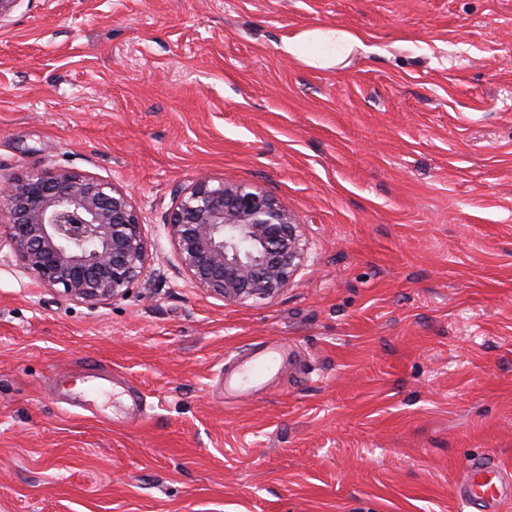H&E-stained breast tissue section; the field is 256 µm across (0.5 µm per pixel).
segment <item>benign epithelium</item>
I'll return each mask as SVG.
<instances>
[{
    "instance_id": "7a95c632",
    "label": "benign epithelium",
    "mask_w": 512,
    "mask_h": 512,
    "mask_svg": "<svg viewBox=\"0 0 512 512\" xmlns=\"http://www.w3.org/2000/svg\"><path fill=\"white\" fill-rule=\"evenodd\" d=\"M0 222L34 280L91 307L124 297L151 261L129 197L98 177L47 168L1 180ZM163 227L186 277L227 302L272 299L302 265V225L244 184L192 185Z\"/></svg>"
}]
</instances>
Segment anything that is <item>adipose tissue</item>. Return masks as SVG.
I'll return each mask as SVG.
<instances>
[{"mask_svg":"<svg viewBox=\"0 0 512 512\" xmlns=\"http://www.w3.org/2000/svg\"><path fill=\"white\" fill-rule=\"evenodd\" d=\"M360 43V35L347 30L313 29L283 37L280 49L307 66L330 68Z\"/></svg>","mask_w":512,"mask_h":512,"instance_id":"ef3b65f1","label":"adipose tissue"}]
</instances>
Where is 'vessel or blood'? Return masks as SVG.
I'll use <instances>...</instances> for the list:
<instances>
[{
	"label": "vessel or blood",
	"mask_w": 512,
	"mask_h": 512,
	"mask_svg": "<svg viewBox=\"0 0 512 512\" xmlns=\"http://www.w3.org/2000/svg\"><path fill=\"white\" fill-rule=\"evenodd\" d=\"M454 495L465 512H498L501 502L512 497V469L494 457L474 455L456 482Z\"/></svg>",
	"instance_id": "obj_1"
}]
</instances>
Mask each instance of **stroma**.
<instances>
[{"instance_id": "stroma-1", "label": "stroma", "mask_w": 512, "mask_h": 512, "mask_svg": "<svg viewBox=\"0 0 512 512\" xmlns=\"http://www.w3.org/2000/svg\"><path fill=\"white\" fill-rule=\"evenodd\" d=\"M322 27L363 44L280 51ZM45 168L119 186L152 260L90 308L0 229V512H461L469 456L512 468V0H21L0 177ZM201 181L301 224L278 297L179 273L163 224ZM360 45L358 33L333 28L304 30L285 36L279 48L307 66L330 68L343 60L354 46Z\"/></svg>"}]
</instances>
